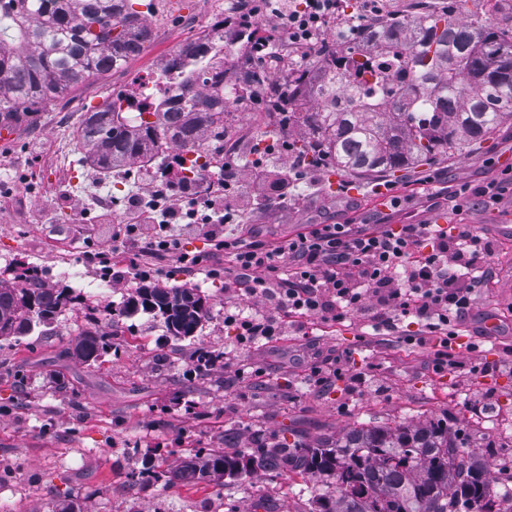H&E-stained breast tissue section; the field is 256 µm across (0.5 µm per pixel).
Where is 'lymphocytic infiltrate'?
<instances>
[{
	"mask_svg": "<svg viewBox=\"0 0 512 512\" xmlns=\"http://www.w3.org/2000/svg\"><path fill=\"white\" fill-rule=\"evenodd\" d=\"M338 0H304L296 9L292 0H235L233 16L225 20L224 37H248L249 61L263 60L270 37L260 35L257 23L273 20L289 45L303 49L315 41L336 16ZM512 186V166L501 178L453 193V211L473 203L491 207ZM137 220L119 227L116 237L128 254V267L137 278H147L138 262L141 253L199 265L200 256L184 252L185 232L207 238L227 260L228 274L244 285L248 307L225 310L224 325L233 331L238 347L271 341L286 335L291 316L322 315L344 321L357 314L368 318L373 330L393 331L408 320L423 322L438 337L436 368L448 364L447 347L454 326L468 316L475 288L484 283V266L496 251L484 233L465 224H403L370 232L358 224H320L312 231L267 247L227 233L233 217L223 195L195 201L179 210L159 187L138 193ZM276 302L277 314L258 310V303Z\"/></svg>",
	"mask_w": 512,
	"mask_h": 512,
	"instance_id": "lymphocytic-infiltrate-1",
	"label": "lymphocytic infiltrate"
}]
</instances>
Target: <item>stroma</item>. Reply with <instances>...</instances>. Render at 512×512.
<instances>
[{"mask_svg": "<svg viewBox=\"0 0 512 512\" xmlns=\"http://www.w3.org/2000/svg\"><path fill=\"white\" fill-rule=\"evenodd\" d=\"M444 8L512 29V0H384L382 13L403 19ZM231 10V0H153L143 15L152 38L125 66L97 74L39 111L16 115L9 141L0 140V179L14 189L0 197V279L12 281L32 264L72 263L94 281L99 273L91 258L100 252L112 257V271H126L112 239L111 207L82 218L73 202L92 194L108 198L117 183L129 197L144 184L165 183L172 157L104 173L85 160L76 131L85 112L127 93L143 73L163 69L197 37L198 20ZM311 136L308 126H282L253 105L232 111L225 137L236 150L222 160L237 175L236 191L254 190L247 167L254 148L274 139L298 147ZM508 164V124L476 149L393 175H339L332 165L306 164L287 190H267L234 221L269 245L317 224L512 225L511 190L495 206L458 215L430 198L496 178ZM391 194L401 198L399 208L387 207ZM156 267V284L187 283L208 295L211 314L195 337L171 336L148 313L116 314L136 286L131 280L108 288L94 319L65 312L48 331L0 339V512H53L69 500L83 512H198L204 503L217 512H254L266 492L274 493L281 512H301L320 480L260 471L240 482L145 487L129 477L147 459L166 469L192 450L223 446L228 429L236 430L239 447L251 448L259 441L312 444L361 422L445 418L480 435L478 456L495 465L512 460V288L481 289L479 309L508 313L507 323L500 336L473 332L467 343L452 344L457 367L439 372L431 345L374 332L357 316L343 323L310 317L303 334L238 349L224 327V279L210 275V262L188 270L160 260ZM110 322L140 337V345L128 347L116 336L108 354L84 361L75 351L79 332ZM201 348L233 352V367L188 377L187 361ZM251 365L263 375L248 373ZM315 366L329 385L317 386Z\"/></svg>", "mask_w": 512, "mask_h": 512, "instance_id": "obj_1", "label": "stroma"}]
</instances>
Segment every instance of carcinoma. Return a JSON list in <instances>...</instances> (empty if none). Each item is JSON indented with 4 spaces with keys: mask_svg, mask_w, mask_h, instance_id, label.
<instances>
[{
    "mask_svg": "<svg viewBox=\"0 0 512 512\" xmlns=\"http://www.w3.org/2000/svg\"><path fill=\"white\" fill-rule=\"evenodd\" d=\"M0 116L33 112L62 98L100 72L118 69L151 39L130 0H0ZM354 44L328 49L288 74L282 111L288 123L311 127L305 152L325 154L347 174L394 173L427 160L453 157L512 123V31L458 19L452 10L423 12L401 21L378 19L354 27ZM224 35L203 34L172 56L178 100L155 97V120L117 112V102L86 112L78 141L88 160L111 172L165 145L188 151L202 136H225L224 117L239 90L224 87ZM401 50L408 78L388 96L357 97L355 71L337 67L352 50L381 55ZM304 98L321 110L302 112ZM29 266L24 286L0 285V337L27 336L67 309H93L69 286L45 285ZM161 317L176 338L192 337L208 318L207 295L192 285L137 287L120 310ZM113 331L84 334L77 351L94 362L112 349ZM467 427L441 419L419 423L358 424L334 438L267 447L197 450L164 471L152 464L131 472L142 483L195 484L210 477L244 480L278 469L323 481L302 512H512L491 488V465L472 454Z\"/></svg>",
    "mask_w": 512,
    "mask_h": 512,
    "instance_id": "obj_1",
    "label": "carcinoma"
}]
</instances>
